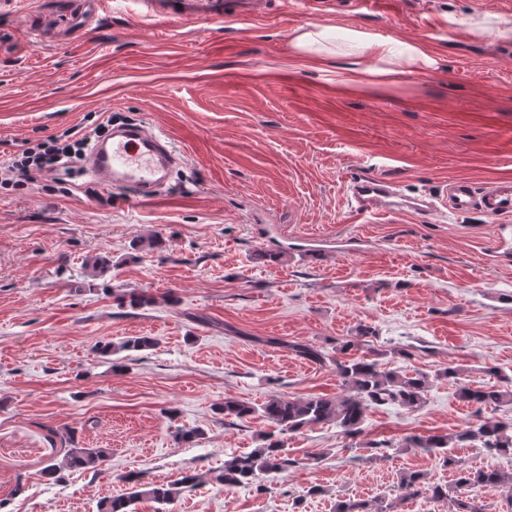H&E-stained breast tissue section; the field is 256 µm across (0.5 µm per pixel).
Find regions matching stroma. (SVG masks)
Instances as JSON below:
<instances>
[{
    "label": "stroma",
    "mask_w": 512,
    "mask_h": 512,
    "mask_svg": "<svg viewBox=\"0 0 512 512\" xmlns=\"http://www.w3.org/2000/svg\"><path fill=\"white\" fill-rule=\"evenodd\" d=\"M42 0L0 12V161L28 142L88 125L102 113L163 130L182 155L171 186L145 200L99 193L84 175L0 189V500L6 512H99L124 493L122 474L165 484L205 481L172 512H335L344 499L393 512H451L458 471L512 472V455L478 445L440 456L409 436H450L512 406L475 411L463 381L512 376V254L496 219L438 211L348 222L346 185L381 176L410 195L448 181L512 176V39L465 27L512 20L493 0H388L374 15L349 0H270L262 20L182 25L118 9L62 42L23 28ZM343 27L425 45L426 73L348 78L351 57L315 62L295 30ZM163 240L146 247L148 238ZM277 260H269V252ZM107 258L92 275L87 263ZM146 293L137 308L117 291ZM389 368L433 374L426 403L372 408L356 438L325 423L283 434L298 467L265 491L225 489L227 457L250 451L272 426L261 414L225 423L232 397H336L333 363L314 364L286 342L326 354L357 340ZM131 336L154 347L121 350ZM114 354L95 352L98 342ZM200 429L182 442L178 433ZM103 448L97 473L44 480L68 437ZM373 441L388 442L385 453ZM409 471L447 486V500L412 499ZM320 495H309L310 487Z\"/></svg>",
    "instance_id": "stroma-1"
}]
</instances>
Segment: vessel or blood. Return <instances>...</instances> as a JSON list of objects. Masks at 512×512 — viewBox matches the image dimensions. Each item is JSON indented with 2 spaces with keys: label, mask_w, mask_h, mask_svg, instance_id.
I'll list each match as a JSON object with an SVG mask.
<instances>
[{
  "label": "vessel or blood",
  "mask_w": 512,
  "mask_h": 512,
  "mask_svg": "<svg viewBox=\"0 0 512 512\" xmlns=\"http://www.w3.org/2000/svg\"><path fill=\"white\" fill-rule=\"evenodd\" d=\"M146 19L197 22L257 21L266 13L267 0H132ZM181 155L164 132L144 124L113 127L90 148L84 168L103 191L123 189L138 198L163 190ZM347 215L351 222L368 223L395 212L419 215L440 210L455 216L474 211L494 219L512 218V178L499 177L483 184L467 178L449 181L438 196H411L383 177L361 175L346 187Z\"/></svg>",
  "instance_id": "vessel-or-blood-1"
}]
</instances>
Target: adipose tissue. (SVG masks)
Segmentation results:
<instances>
[{"mask_svg":"<svg viewBox=\"0 0 512 512\" xmlns=\"http://www.w3.org/2000/svg\"><path fill=\"white\" fill-rule=\"evenodd\" d=\"M348 39L354 43L353 55L368 56L377 62L373 72L377 75L392 74L395 68L425 71L434 64L433 57L423 45L418 43H401L393 39H376L360 32H348Z\"/></svg>","mask_w":512,"mask_h":512,"instance_id":"adipose-tissue-1","label":"adipose tissue"}]
</instances>
